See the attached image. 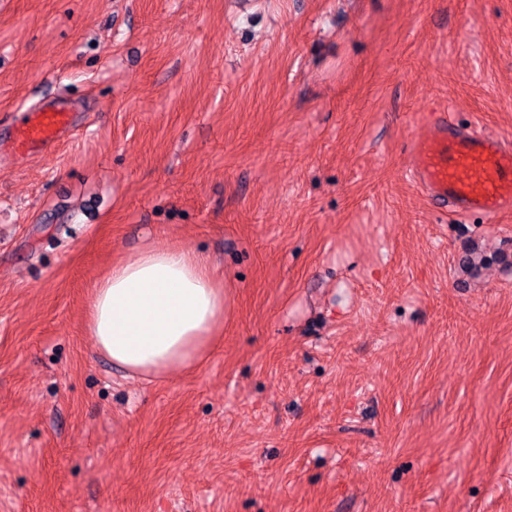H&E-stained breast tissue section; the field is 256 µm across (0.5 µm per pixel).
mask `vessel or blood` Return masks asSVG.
Segmentation results:
<instances>
[{"mask_svg": "<svg viewBox=\"0 0 512 512\" xmlns=\"http://www.w3.org/2000/svg\"><path fill=\"white\" fill-rule=\"evenodd\" d=\"M427 131L410 146L407 174L434 208L494 224L512 214V139L461 126L448 112L425 115ZM72 129V114L53 103L18 112L11 147L27 158L56 147Z\"/></svg>", "mask_w": 512, "mask_h": 512, "instance_id": "b4317fda", "label": "vessel or blood"}]
</instances>
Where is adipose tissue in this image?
Listing matches in <instances>:
<instances>
[{"mask_svg":"<svg viewBox=\"0 0 512 512\" xmlns=\"http://www.w3.org/2000/svg\"><path fill=\"white\" fill-rule=\"evenodd\" d=\"M224 321V290L206 257L155 243L114 264L88 315L95 348L132 374L167 376L196 363Z\"/></svg>","mask_w":512,"mask_h":512,"instance_id":"ef3b65f1","label":"adipose tissue"}]
</instances>
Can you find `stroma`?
Segmentation results:
<instances>
[{
    "label": "stroma",
    "instance_id": "35a3bbf8",
    "mask_svg": "<svg viewBox=\"0 0 512 512\" xmlns=\"http://www.w3.org/2000/svg\"><path fill=\"white\" fill-rule=\"evenodd\" d=\"M0 512H512V218L435 215L417 113L512 136V0H0ZM207 256L224 326L132 376L112 263ZM72 114L54 103H37L18 112L13 123L11 147L28 158L56 147L72 129Z\"/></svg>",
    "mask_w": 512,
    "mask_h": 512
}]
</instances>
